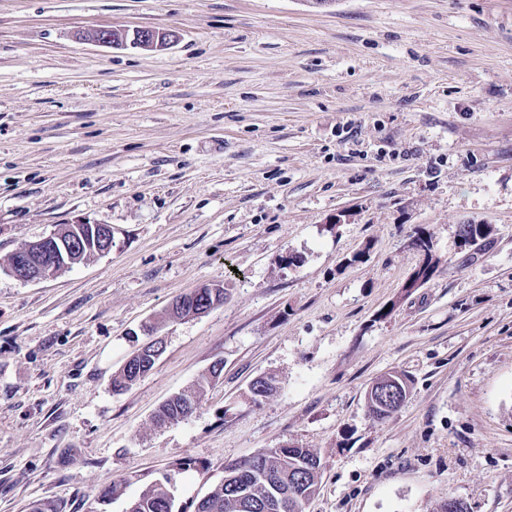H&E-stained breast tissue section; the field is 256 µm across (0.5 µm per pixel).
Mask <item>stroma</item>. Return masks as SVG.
<instances>
[{
	"mask_svg": "<svg viewBox=\"0 0 512 512\" xmlns=\"http://www.w3.org/2000/svg\"><path fill=\"white\" fill-rule=\"evenodd\" d=\"M145 28L175 40L90 37ZM78 220L111 252L6 271ZM205 283L223 305L169 319ZM147 322L165 351L113 393ZM391 371L410 394L373 419ZM287 443L324 465L306 512H512V0H0V512H125L157 481L194 512ZM78 239L90 238L96 247V255L108 254L112 250V228L107 224L76 222L68 224ZM58 235L59 231L53 232L17 250L15 258L14 253L8 258V262H11L13 258L14 260L8 266L7 272L18 280L36 282L70 267V264L59 265L57 259V256L60 255ZM223 370L224 365L220 366V362L215 363L209 371V376L206 377L207 380L203 379V381L199 382L196 389L187 393H178L176 394L177 396L165 401L154 417L155 423L165 425L178 422L193 414L201 404L205 384H208L207 381L219 378ZM279 389V380L274 374H265L254 379L249 387L252 401L260 403L275 395Z\"/></svg>",
	"mask_w": 512,
	"mask_h": 512,
	"instance_id": "obj_1",
	"label": "stroma"
}]
</instances>
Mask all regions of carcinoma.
I'll return each mask as SVG.
<instances>
[{"label":"carcinoma","mask_w":512,"mask_h":512,"mask_svg":"<svg viewBox=\"0 0 512 512\" xmlns=\"http://www.w3.org/2000/svg\"><path fill=\"white\" fill-rule=\"evenodd\" d=\"M491 232L488 224H468L464 243L475 245ZM435 272L432 259L428 258L405 284L404 291H411L428 282ZM156 364L152 355L123 365L112 380V388L123 391ZM224 367L214 364L209 376L199 382L196 389L179 393L165 401L157 411L154 421L158 425L178 422L193 414L200 406L205 384L221 376ZM394 383L401 390L410 392L406 374L390 372L376 379L380 388ZM279 380L274 374L254 379L249 387L252 401L260 403L275 395ZM322 477L320 457L309 448L282 445L268 448L240 462L224 466V482L194 506V512H305L306 505L316 493ZM126 512H174V496L161 482H155L129 502Z\"/></svg>","instance_id":"1"}]
</instances>
